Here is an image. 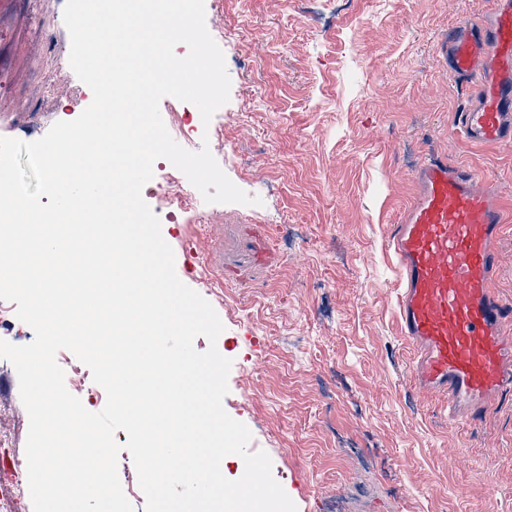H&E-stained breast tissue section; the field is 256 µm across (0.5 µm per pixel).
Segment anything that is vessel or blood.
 <instances>
[{
	"label": "vessel or blood",
	"instance_id": "vessel-or-blood-1",
	"mask_svg": "<svg viewBox=\"0 0 512 512\" xmlns=\"http://www.w3.org/2000/svg\"><path fill=\"white\" fill-rule=\"evenodd\" d=\"M448 32L438 52L472 98L457 129L474 145L512 148V0ZM388 246L402 284V336L415 351L419 393L448 399V423L481 416L512 391V312L493 283L505 222L502 196L476 172L424 161Z\"/></svg>",
	"mask_w": 512,
	"mask_h": 512
}]
</instances>
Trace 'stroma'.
Instances as JSON below:
<instances>
[{
    "label": "stroma",
    "instance_id": "obj_1",
    "mask_svg": "<svg viewBox=\"0 0 512 512\" xmlns=\"http://www.w3.org/2000/svg\"><path fill=\"white\" fill-rule=\"evenodd\" d=\"M65 0H0V136L31 142L77 118L92 92L69 66ZM490 0H205L230 99L210 123L184 113L188 150L209 146L257 204L169 213L188 187L167 160L143 196L179 279L215 309L232 359L225 411L298 512H512V394L476 425H448L447 401L414 390V350L398 326L401 285L386 246L414 195L413 174L445 157L499 185L512 211V150L456 130L465 102L439 61L448 31ZM77 396L105 390L67 350ZM29 418L0 359V474L26 463Z\"/></svg>",
    "mask_w": 512,
    "mask_h": 512
}]
</instances>
